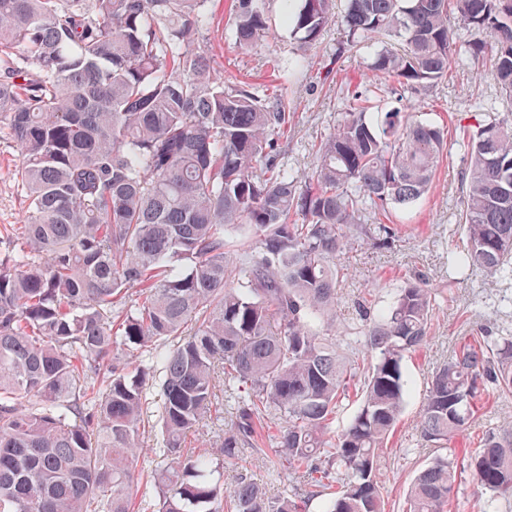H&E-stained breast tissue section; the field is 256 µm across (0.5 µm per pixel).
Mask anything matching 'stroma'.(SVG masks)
<instances>
[{
    "label": "stroma",
    "mask_w": 512,
    "mask_h": 512,
    "mask_svg": "<svg viewBox=\"0 0 512 512\" xmlns=\"http://www.w3.org/2000/svg\"><path fill=\"white\" fill-rule=\"evenodd\" d=\"M231 4L232 0H207L208 22L195 40L214 70L223 75L225 87H242L261 99L276 94L284 98L290 121L280 138L278 165L285 172L299 175L311 171L321 142L343 120L353 94L367 89H377L389 106L405 109L415 120L443 128L447 138L429 191L406 206L392 204L379 213H360L336 258L345 270L337 286L336 341L340 345L363 338L359 315L363 300L383 307L396 288L415 279L425 282L434 293L427 343L406 362L411 386L402 419L381 450L386 512H409L408 488L419 471L436 459L453 458L461 449L473 447L478 436L512 421V397L479 404L471 428L445 448L426 442L419 424L433 373L467 336L481 331L495 338L512 337V280L448 267L449 251L463 248L465 243L459 218L466 157L458 143L464 131L501 121L511 108L484 55L461 53L457 69L445 80L413 90L377 76L370 69L374 56L394 46L396 40L381 35L348 45L341 25L345 0H333L332 22L309 46L284 24L279 0H263L269 35L248 49L235 42ZM22 161L20 148L7 130L1 129L0 253L15 244L13 227L24 222L28 208L27 192L16 174ZM379 224L391 227V235L376 232ZM234 421L233 403L213 406L203 427L186 435L185 448L215 447ZM280 427L277 418L267 419L262 439L225 460V485L248 477L265 488L269 500L291 494L302 498L305 512H324L326 495L311 494L309 486L268 464L272 437Z\"/></svg>",
    "instance_id": "stroma-1"
}]
</instances>
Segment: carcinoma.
<instances>
[{
	"mask_svg": "<svg viewBox=\"0 0 512 512\" xmlns=\"http://www.w3.org/2000/svg\"><path fill=\"white\" fill-rule=\"evenodd\" d=\"M206 0H0V128L19 145L27 191L22 248L0 259V512H132L151 404L161 440L156 512H302L224 459L283 421L272 467L322 487L325 512H385L380 450L400 420L409 354L427 338L432 292L407 281L362 306L367 372L336 344L334 259L366 208L429 189L444 131L356 95L312 171L276 165L286 103L224 88L194 35ZM262 0H234L237 43L267 37ZM304 42L330 0H279ZM492 43L512 101V0H348L346 41L385 34L371 69L413 88L458 65L448 11ZM466 247L448 265L512 279V122L463 138ZM254 242L233 256L226 234ZM135 290L134 297L126 295ZM237 406L218 448L186 454L218 389ZM512 394V338L470 336L432 376L420 426L444 445L476 400ZM360 408L339 431L342 401ZM512 499V424L422 471L411 512H446L456 472Z\"/></svg>",
	"mask_w": 512,
	"mask_h": 512,
	"instance_id": "1",
	"label": "carcinoma"
}]
</instances>
